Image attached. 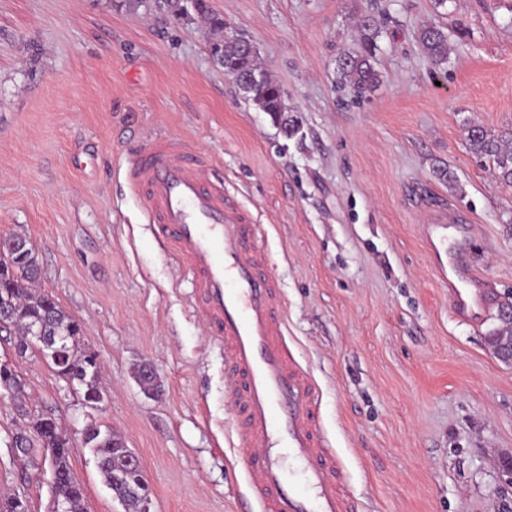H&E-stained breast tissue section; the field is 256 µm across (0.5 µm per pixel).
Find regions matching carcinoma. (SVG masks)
<instances>
[{"label": "carcinoma", "instance_id": "carcinoma-1", "mask_svg": "<svg viewBox=\"0 0 512 512\" xmlns=\"http://www.w3.org/2000/svg\"><path fill=\"white\" fill-rule=\"evenodd\" d=\"M166 12L176 22L192 24L202 22L209 29V42L212 57L224 68L227 76L244 77L254 71L262 74V83L244 92L245 100L260 112H266L278 123L288 125V106L281 85L270 75L262 72L257 57L250 55L246 48V39L226 31L224 18L214 13L208 0H169L165 5ZM361 47L352 53L347 52L337 60L338 81L347 84L354 92L362 94L373 87L379 79V73L373 64L378 32L368 20L360 23ZM420 44L431 60L441 64L448 57V34L444 27L431 24L423 27L420 33ZM468 150L479 157L492 160L497 178L507 186H512V130L498 135L486 131L480 126L468 129L466 137ZM13 262L24 271L25 283L0 278V304L9 307L10 315L0 322V332L16 337L13 345L25 342L29 324L37 320H47L53 327L64 331L78 326L75 318L70 315L59 302L48 293L33 291L40 277L39 258L34 244H28L22 253L0 252V264ZM74 338L68 342V375L78 377L87 373L89 360L88 350L82 347L81 333L73 332ZM101 365L94 366V371L79 382L84 387V394L98 397ZM22 428L16 435L25 436L28 451L35 456L43 445V435L50 437V446L58 449L56 464L57 477L52 485L55 497L67 501L70 512H86L82 484L75 481L70 461L69 440L59 431L58 427L50 431L42 430L41 413H34L23 406L17 407ZM97 466L99 472L114 495L134 512H141L144 500L132 496L114 480L117 469L122 465L124 453L128 451L123 441L107 429L97 439Z\"/></svg>", "mask_w": 512, "mask_h": 512}]
</instances>
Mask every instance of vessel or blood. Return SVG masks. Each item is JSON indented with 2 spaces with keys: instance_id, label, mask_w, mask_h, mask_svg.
Segmentation results:
<instances>
[{
  "instance_id": "b4317fda",
  "label": "vessel or blood",
  "mask_w": 512,
  "mask_h": 512,
  "mask_svg": "<svg viewBox=\"0 0 512 512\" xmlns=\"http://www.w3.org/2000/svg\"><path fill=\"white\" fill-rule=\"evenodd\" d=\"M208 166L185 140L154 136L125 159L124 174L144 200L146 222L167 257L190 274L209 341L224 348V371L241 413L238 465L260 512H356L321 423L317 384L289 352L286 306L261 227L223 185L208 179ZM453 222L450 211H442L423 233L445 250L434 267L448 286L453 313L470 320L483 310L486 293L460 251L444 247ZM289 460L301 466L304 490L287 481Z\"/></svg>"
}]
</instances>
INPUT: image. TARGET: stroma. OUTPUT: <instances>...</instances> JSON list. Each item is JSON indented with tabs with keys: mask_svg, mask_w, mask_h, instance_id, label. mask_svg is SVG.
Listing matches in <instances>:
<instances>
[{
	"mask_svg": "<svg viewBox=\"0 0 512 512\" xmlns=\"http://www.w3.org/2000/svg\"><path fill=\"white\" fill-rule=\"evenodd\" d=\"M209 3L258 47L293 133L245 102L204 25L126 0H0V239L34 243L38 290L101 357L104 408L37 352L14 367L29 409L53 412L69 438L87 512H127L81 439L90 419L136 452L149 512H237L246 485L224 349L124 179L123 159L155 134L206 155L210 178L265 226L288 344L318 384L358 512H502L512 364L488 338L512 294V186L465 140L474 124L512 129V0ZM365 18L380 77L357 96L336 61L358 50ZM431 23L448 34L439 65L418 39ZM440 201L472 226L467 259L489 299L474 325L452 315L421 236ZM15 417L0 399V498L49 512V474L9 447Z\"/></svg>",
	"mask_w": 512,
	"mask_h": 512,
	"instance_id": "35a3bbf8",
	"label": "stroma"
}]
</instances>
